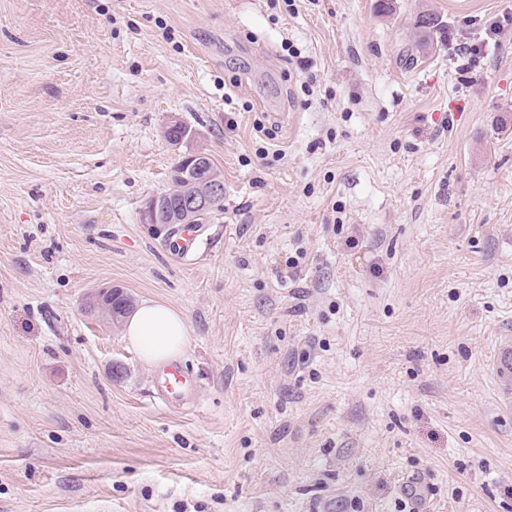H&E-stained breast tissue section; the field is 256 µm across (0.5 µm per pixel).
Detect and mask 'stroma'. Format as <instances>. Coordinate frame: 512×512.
I'll return each mask as SVG.
<instances>
[{
  "label": "stroma",
  "mask_w": 512,
  "mask_h": 512,
  "mask_svg": "<svg viewBox=\"0 0 512 512\" xmlns=\"http://www.w3.org/2000/svg\"><path fill=\"white\" fill-rule=\"evenodd\" d=\"M510 11L0 0V512H512V31L474 81L417 26ZM199 151L180 257L141 211ZM108 285L184 314L185 404ZM205 157L206 155L198 152L188 153L183 159V168L182 160H180L171 170L170 181L172 187L164 194L169 195L175 201L178 192L175 188L180 185L179 174L183 169V197L178 205L170 207L162 197H154L148 200L141 213V224H144L148 234L154 239L169 240L184 224L202 225L222 205L224 179L221 171L208 155L209 162L201 178L221 182L212 184L206 192L199 191L198 180L194 173L203 169V164L207 162ZM194 388L193 381L178 363L166 366L155 386V398L165 404L181 401Z\"/></svg>",
  "instance_id": "35a3bbf8"
}]
</instances>
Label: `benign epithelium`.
Masks as SVG:
<instances>
[{"mask_svg": "<svg viewBox=\"0 0 512 512\" xmlns=\"http://www.w3.org/2000/svg\"><path fill=\"white\" fill-rule=\"evenodd\" d=\"M205 162V155L198 152L188 153L184 157V188L178 205L171 207L160 197L148 200L141 213V223L151 237L168 240L185 224H204L220 208L224 200L223 183L213 184L207 191L201 192L194 176L203 169Z\"/></svg>", "mask_w": 512, "mask_h": 512, "instance_id": "7a95c632", "label": "benign epithelium"}]
</instances>
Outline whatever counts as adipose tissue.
Masks as SVG:
<instances>
[{
    "label": "adipose tissue",
    "instance_id": "1",
    "mask_svg": "<svg viewBox=\"0 0 512 512\" xmlns=\"http://www.w3.org/2000/svg\"><path fill=\"white\" fill-rule=\"evenodd\" d=\"M123 337L145 364L163 365L179 357L185 348L187 321L168 305L146 300L127 317Z\"/></svg>",
    "mask_w": 512,
    "mask_h": 512
}]
</instances>
